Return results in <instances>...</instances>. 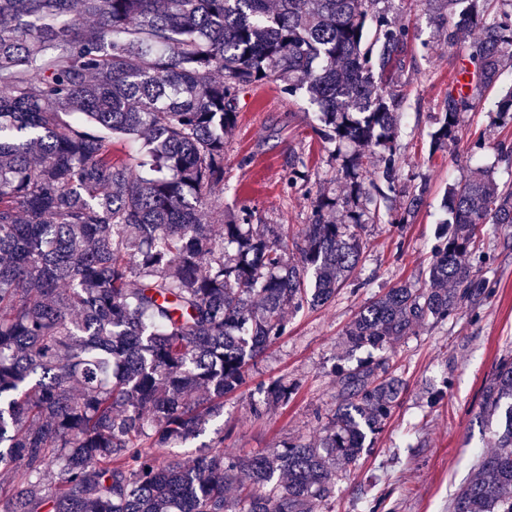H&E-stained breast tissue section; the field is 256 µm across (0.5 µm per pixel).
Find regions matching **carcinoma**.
<instances>
[{"label":"carcinoma","mask_w":512,"mask_h":512,"mask_svg":"<svg viewBox=\"0 0 512 512\" xmlns=\"http://www.w3.org/2000/svg\"><path fill=\"white\" fill-rule=\"evenodd\" d=\"M406 0H0V512H321L333 465L356 464L404 391L384 363L341 370L313 440L251 458L199 436L285 330L284 312L336 297L364 225L426 184L402 183L396 137L417 67ZM467 85L448 84L431 146L512 68V0H425ZM476 37L462 42L465 34ZM280 81L320 110L326 143L357 147L336 198L307 190L311 222L205 224L223 209L224 134L244 89ZM495 118L512 122V88ZM140 145L118 157L112 138ZM428 283L368 303L343 333L383 347L482 291L483 224H512V181L483 167L448 185ZM235 246L229 252L227 246ZM296 385L259 389L251 413ZM502 419L451 512H512V356L486 381Z\"/></svg>","instance_id":"obj_1"}]
</instances>
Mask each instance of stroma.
Instances as JSON below:
<instances>
[{
	"label": "stroma",
	"mask_w": 512,
	"mask_h": 512,
	"mask_svg": "<svg viewBox=\"0 0 512 512\" xmlns=\"http://www.w3.org/2000/svg\"><path fill=\"white\" fill-rule=\"evenodd\" d=\"M394 19L409 25L418 51L397 144L404 178L428 185L423 203L407 223L385 215L366 225L358 267L335 300L288 310L283 335L251 362L240 389L225 396L223 415L178 450L189 461L219 439L225 454L246 456L286 440L316 438L336 409V368L386 363L405 390L384 428L367 436L358 465L336 478L332 512H450L473 475L477 453L489 447L490 433L478 416L483 386L498 361L512 355V224H486L478 235L473 262L484 292L474 303L385 348L342 342L346 326L372 297L405 281L425 283L449 184L480 165L494 167L497 182L512 181V168L497 162L494 150L497 141L512 140V123L491 122L498 88L484 93L479 111L462 115L455 142L432 151L434 118L459 61L429 20L424 0H413ZM237 110V124L224 137V210L209 219L223 223L246 204L253 223L296 234L310 221L307 189L333 197L343 191L342 159L318 133L319 109L264 81L239 94ZM298 156L308 181L292 185L286 176ZM280 378L296 384L295 394L251 415L257 387Z\"/></svg>",
	"instance_id": "obj_1"
}]
</instances>
